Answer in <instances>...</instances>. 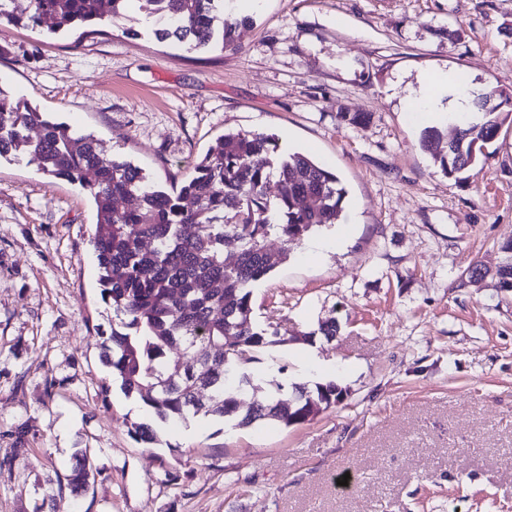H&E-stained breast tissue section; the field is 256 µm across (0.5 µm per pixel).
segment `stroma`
Returning <instances> with one entry per match:
<instances>
[{
  "label": "stroma",
  "mask_w": 512,
  "mask_h": 512,
  "mask_svg": "<svg viewBox=\"0 0 512 512\" xmlns=\"http://www.w3.org/2000/svg\"><path fill=\"white\" fill-rule=\"evenodd\" d=\"M235 48L191 50L156 17L80 37L0 23V89L93 134L171 188L226 132L276 135L336 173L337 227L307 235L253 288L286 342L244 371L333 380L345 400L285 428L199 417L148 448L109 385L112 327L90 240L95 207L30 155L0 163V512H512V121L481 167L445 175L406 99L421 73L512 90V0H263ZM340 112H362L339 125ZM324 242L318 258L308 245ZM484 274L463 278L470 263ZM336 318L339 334L301 342ZM29 451L16 456V431ZM102 468L60 489L81 449ZM352 474V488L337 481Z\"/></svg>",
  "instance_id": "stroma-1"
}]
</instances>
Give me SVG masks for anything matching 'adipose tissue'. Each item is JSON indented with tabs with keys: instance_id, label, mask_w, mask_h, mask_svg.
Segmentation results:
<instances>
[{
	"instance_id": "obj_1",
	"label": "adipose tissue",
	"mask_w": 512,
	"mask_h": 512,
	"mask_svg": "<svg viewBox=\"0 0 512 512\" xmlns=\"http://www.w3.org/2000/svg\"><path fill=\"white\" fill-rule=\"evenodd\" d=\"M414 95L428 121L443 119L448 112L463 116L472 111L467 87L445 72L425 75Z\"/></svg>"
}]
</instances>
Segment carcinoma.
<instances>
[{
	"instance_id": "1",
	"label": "carcinoma",
	"mask_w": 512,
	"mask_h": 512,
	"mask_svg": "<svg viewBox=\"0 0 512 512\" xmlns=\"http://www.w3.org/2000/svg\"><path fill=\"white\" fill-rule=\"evenodd\" d=\"M131 0H29L17 13L15 0H0V20L50 34L89 33V28L126 16ZM159 16V40L194 49L215 41L234 46V33L247 19L224 17V0H136ZM476 101L495 105L474 111L461 126L456 145L439 158L453 176L488 157L485 149L501 124L512 118V91L489 90ZM19 130L0 139V161L25 152L42 172L86 191L96 210L92 246L99 268L101 298L120 328L103 339L104 363L128 397L137 399L147 421L128 429L138 443H159L157 427L206 417L231 429L264 421L285 427L309 421L336 404L334 381L296 384L288 400L284 385L264 382L239 370L244 352L259 360L270 345L288 342L276 329L253 319L252 286L267 278L274 264L265 252L267 238L284 241L283 257L312 231L336 223L346 190L335 173L300 152L278 153L277 139L263 132H227L193 165L178 189L154 185L129 161L104 157L91 134L74 136L69 125L0 89V128ZM39 129L37 138L21 134ZM275 182L277 192L267 193ZM191 198L194 207L183 204ZM237 258L224 261V248ZM336 320L303 335L336 336ZM248 388L253 402L241 411L235 392ZM100 475L87 453L67 476L83 488Z\"/></svg>"
}]
</instances>
